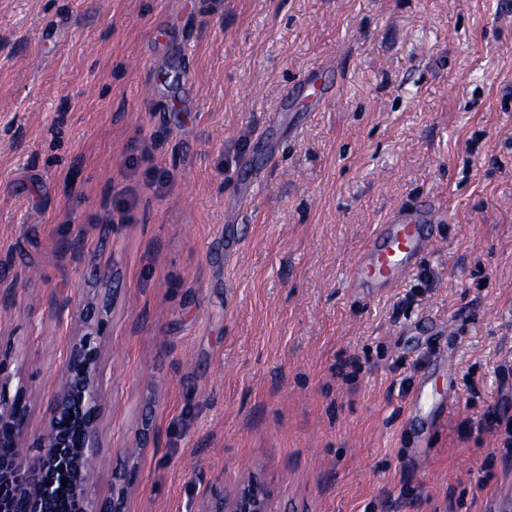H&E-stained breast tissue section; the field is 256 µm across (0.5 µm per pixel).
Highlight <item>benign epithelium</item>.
Masks as SVG:
<instances>
[{"instance_id":"7a95c632","label":"benign epithelium","mask_w":512,"mask_h":512,"mask_svg":"<svg viewBox=\"0 0 512 512\" xmlns=\"http://www.w3.org/2000/svg\"><path fill=\"white\" fill-rule=\"evenodd\" d=\"M78 331L71 337L45 426L36 438L37 456L28 455L27 391L18 384L10 360L0 358V512H58L57 477H68L70 512H125V491L105 499L91 493V462L101 455V339L106 316L75 303ZM201 512H270L268 492L254 478L219 493Z\"/></svg>"}]
</instances>
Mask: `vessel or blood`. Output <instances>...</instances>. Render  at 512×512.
<instances>
[{"label":"vessel or blood","instance_id":"b4317fda","mask_svg":"<svg viewBox=\"0 0 512 512\" xmlns=\"http://www.w3.org/2000/svg\"><path fill=\"white\" fill-rule=\"evenodd\" d=\"M438 219L437 211L428 205L392 210L352 264L351 286L375 293L396 284L431 247L427 226Z\"/></svg>","mask_w":512,"mask_h":512}]
</instances>
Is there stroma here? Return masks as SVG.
I'll list each match as a JSON object with an SVG mask.
<instances>
[{"mask_svg":"<svg viewBox=\"0 0 512 512\" xmlns=\"http://www.w3.org/2000/svg\"><path fill=\"white\" fill-rule=\"evenodd\" d=\"M325 62L320 110L277 119ZM424 202L435 249L350 288L374 226ZM18 270L0 352L31 433L71 298L107 311L94 497L131 459L126 512L255 474L270 512H500L512 455L477 425L512 412V0H0Z\"/></svg>","mask_w":512,"mask_h":512,"instance_id":"obj_1","label":"stroma"}]
</instances>
